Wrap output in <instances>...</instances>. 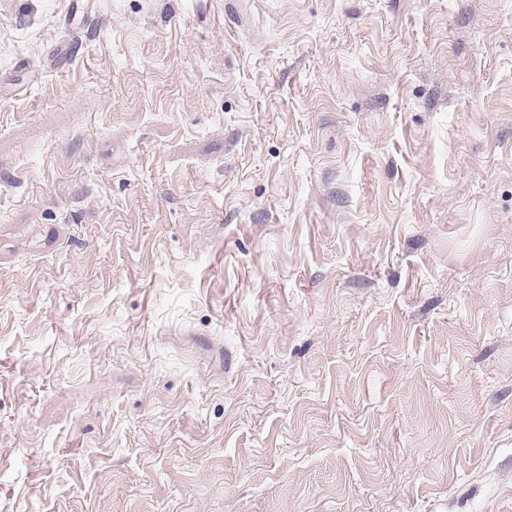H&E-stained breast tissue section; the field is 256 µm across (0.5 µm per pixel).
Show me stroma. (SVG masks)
Instances as JSON below:
<instances>
[{"instance_id":"obj_1","label":"stroma","mask_w":512,"mask_h":512,"mask_svg":"<svg viewBox=\"0 0 512 512\" xmlns=\"http://www.w3.org/2000/svg\"><path fill=\"white\" fill-rule=\"evenodd\" d=\"M0 512H512V0H0Z\"/></svg>"}]
</instances>
